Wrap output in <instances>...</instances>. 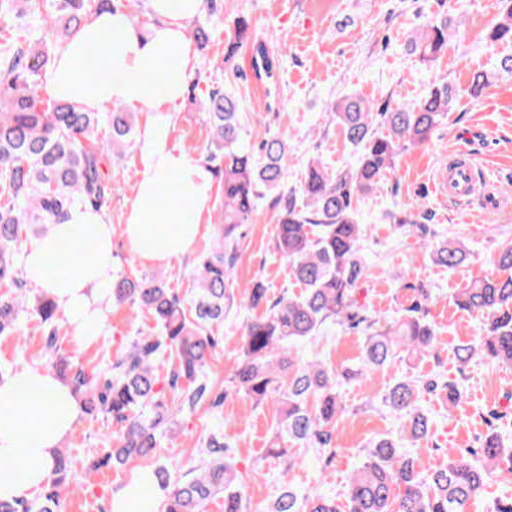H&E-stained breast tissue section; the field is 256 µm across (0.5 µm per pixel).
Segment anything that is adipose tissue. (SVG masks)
I'll return each instance as SVG.
<instances>
[{
  "label": "adipose tissue",
  "instance_id": "ef3b65f1",
  "mask_svg": "<svg viewBox=\"0 0 512 512\" xmlns=\"http://www.w3.org/2000/svg\"><path fill=\"white\" fill-rule=\"evenodd\" d=\"M204 0H148L153 18L135 25L120 9L96 12L57 50L46 75L51 98L100 112L119 103L145 112L138 140L143 171L127 204L124 235L141 262L166 266L188 255L200 233L213 178L172 142L174 111L196 63L188 26ZM113 228L103 212L71 209L26 252V279L56 301L81 340L99 335L112 288ZM66 274L46 273L50 263ZM81 415L70 387L48 368L0 379V501L28 499L45 486ZM140 470L113 496L110 512H158L166 495L146 496Z\"/></svg>",
  "mask_w": 512,
  "mask_h": 512
}]
</instances>
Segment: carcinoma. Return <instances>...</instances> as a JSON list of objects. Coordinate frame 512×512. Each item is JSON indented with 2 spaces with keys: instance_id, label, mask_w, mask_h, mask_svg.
<instances>
[{
  "instance_id": "obj_1",
  "label": "carcinoma",
  "mask_w": 512,
  "mask_h": 512,
  "mask_svg": "<svg viewBox=\"0 0 512 512\" xmlns=\"http://www.w3.org/2000/svg\"><path fill=\"white\" fill-rule=\"evenodd\" d=\"M113 2L49 0L46 5L43 0H0L5 20L15 14L39 15L47 25L34 42L23 30L0 45V282L15 288L26 287L17 252L28 234H42L46 225L62 223L76 206L109 210L112 178L102 169V125L109 127L114 143L123 146L134 139L133 113L121 105L102 114L63 102L45 107L38 96L54 49ZM503 3L505 10L492 30L493 42L512 41V0ZM410 46L423 60H435L448 48V17L430 20ZM248 47L256 77L276 85V60L240 18L225 43L224 59ZM450 106L446 83L419 100L378 112L359 96L343 97L333 107V115L346 139L360 149L357 165L333 175L311 161L300 189L291 188L288 197L278 199L284 211L275 224V248L303 292L273 301L263 282L248 287L245 307L263 306L266 312L243 325L232 383L236 390L263 402L277 390L278 376H288L274 446L267 450L288 469L305 448L333 452V430L344 411L339 387L362 381L370 371L435 352L436 336L424 310L429 299L425 289H417L413 304L392 320L361 315L357 286L363 274V229L355 219L354 202L379 187L400 151L426 143L448 117ZM203 107L212 129L207 159L221 178L224 212L217 247L196 265V292L190 304L158 276L112 280V301L131 302L147 311L156 332L134 341L102 383L98 373L58 356L62 312L47 293L31 302L22 293L0 297V335H20V317L35 314L43 328L45 354L55 367L67 366L60 375L82 397L86 412L108 415L120 423L117 444L107 452L119 465L154 457L159 438L172 430L174 412L158 375L165 356L177 361L168 386L180 391L178 410L194 412L212 400V386L201 374L230 301V271L238 257L236 230L251 222L264 192L282 188L288 171L287 141L267 139L256 152L240 143L242 115L223 87L209 90ZM378 126L383 130L376 131ZM429 253L434 264L450 270L465 266L470 256L467 246L457 240L434 243ZM496 265L498 275L468 279L454 298L458 308L480 312L486 320L478 345L457 348L462 367L477 356L512 366V246L500 252ZM328 322L362 328L360 365L335 368L294 355L296 343L318 335ZM423 385L450 410L465 396L458 381L431 379L423 384L411 376L401 377L384 398L398 420L399 438H381L372 444L366 461L350 477L343 504L319 492L301 494L286 484L265 512H466L469 500L489 480L512 477V447L493 429L477 448L444 451L430 480L419 476L409 445L429 436L431 420L418 405ZM227 447L224 437L210 436L197 475L180 483L169 484L164 465L153 471L156 482L167 489L166 512H203L205 501L220 492L224 512H246L237 472L224 457ZM66 469L67 459L60 453L54 467L57 478L41 500L0 502V512H62L66 481L60 473Z\"/></svg>"
}]
</instances>
